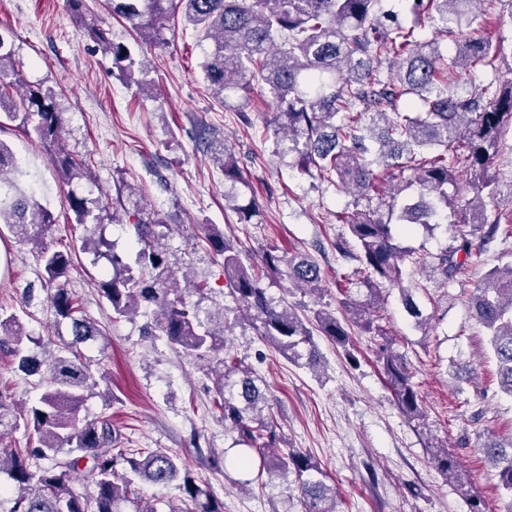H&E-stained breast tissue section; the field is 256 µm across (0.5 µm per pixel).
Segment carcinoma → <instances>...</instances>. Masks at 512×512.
I'll return each mask as SVG.
<instances>
[{"label":"carcinoma","instance_id":"carcinoma-1","mask_svg":"<svg viewBox=\"0 0 512 512\" xmlns=\"http://www.w3.org/2000/svg\"><path fill=\"white\" fill-rule=\"evenodd\" d=\"M68 2L83 37L112 55L120 68L132 62L127 46L112 41L101 21H87L86 0ZM498 2L410 0L415 15L446 34L459 35L450 55L436 41L416 40L414 29L402 25L385 0H108V8L151 46L165 44L166 22L183 8L185 25L212 38L202 69L215 101L234 108L254 85L266 88L276 103L275 131L283 132L277 149L288 151L300 172L347 193L377 194L395 180L405 190L416 188L400 201L385 203V212L336 213V222L347 231L336 239V252L356 262L349 277L365 286L369 296L364 303L347 298L342 308L362 332L381 336L384 329L375 308L384 283L398 289L410 316H422L413 295L421 285L402 281L405 263L418 264L402 237L415 227L432 231L440 224L439 217L452 207L448 184L456 173L466 175L477 190L476 199L465 204L464 223L472 233L459 231L458 245L431 256L439 282L465 275L473 254L498 234L512 237V214L499 211L491 218L481 200V192H495L490 163L512 130V80L503 84L492 78L473 92L458 79L477 65L496 70V51L473 24L493 15ZM375 61L395 63L397 69L385 76L373 66ZM0 117L32 126L63 182L90 175L85 161L61 143L63 112L54 93L25 81L12 45L1 35ZM214 151L224 166V181L245 183L244 171L224 143L216 142ZM16 167L14 151L0 140V226L38 249L50 309L68 320L72 339L39 361L27 355L33 337L19 317L0 314V358L28 375H41L44 385L42 394L18 411L7 388L0 389V437L20 425L29 432L27 447L0 448V472L16 486L8 512H126L129 505L132 512H158L151 499H130L136 480L158 487L178 482L181 497L177 503L166 502V512H224V502L168 450L120 448L112 454L121 439L112 421L81 415L87 397L108 378L104 370L93 373L77 347L96 341L102 332L82 315L64 286L72 254L49 240L53 214L8 180ZM68 202L77 223H102L95 213L104 210L99 198L73 190ZM131 230L136 244L132 259L103 238L83 244L108 264L99 290L111 304L112 316L141 313L177 353L216 359L212 374L224 424L236 433L235 443L252 453L234 464L246 467L254 457L260 471L291 478L302 512H336V486L326 483L320 463L299 448H279L269 389L256 370L228 349L224 311H202L178 287L165 244L172 225L152 211L135 217ZM202 230L207 245L222 259L233 302L250 315L268 345L314 367L319 361L316 330L355 359L352 333L334 313L311 310L316 322L312 330L310 319L285 301L274 305L263 287L265 278L286 277L291 286L317 294L321 270L316 262L270 245L247 265L242 248L224 230L215 224H204ZM470 304L488 336L499 386L512 396V261L484 273ZM376 357L401 413L421 419V398L406 356L383 343ZM480 450L495 467L502 512H512V437L489 438ZM36 456L51 465L30 470L29 459ZM432 460L445 475L458 478L457 458L447 448L433 449ZM79 475L91 492H75L72 484Z\"/></svg>","mask_w":512,"mask_h":512}]
</instances>
